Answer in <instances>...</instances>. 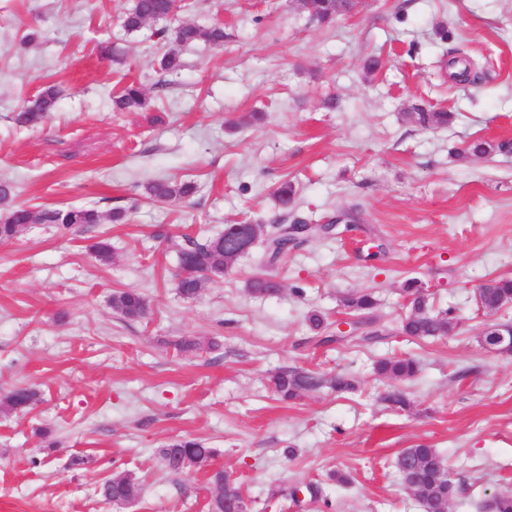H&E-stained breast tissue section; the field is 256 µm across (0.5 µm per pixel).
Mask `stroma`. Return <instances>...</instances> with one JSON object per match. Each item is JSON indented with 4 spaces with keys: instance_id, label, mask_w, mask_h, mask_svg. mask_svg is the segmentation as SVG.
Masks as SVG:
<instances>
[{
    "instance_id": "35a3bbf8",
    "label": "stroma",
    "mask_w": 512,
    "mask_h": 512,
    "mask_svg": "<svg viewBox=\"0 0 512 512\" xmlns=\"http://www.w3.org/2000/svg\"><path fill=\"white\" fill-rule=\"evenodd\" d=\"M131 4L0 0V182L35 208L127 210L120 224H32L0 242V394L39 393L26 414L0 412V512H207V474L160 469L158 450L176 437L216 449L248 512H267L271 486L297 480L319 481L328 504L288 512H422L393 467L419 444L451 466V512H484L512 490V355L481 347L475 304L479 285L512 275V0H362L324 25L295 0H195L185 21L223 23L224 45L183 48L174 76L159 68L164 44L125 32ZM29 31L38 40L21 44ZM108 43L116 59L102 56ZM132 81L148 108L116 109ZM50 86V121L19 126L23 99ZM441 110L456 115L448 128L415 121ZM252 112L264 121L229 131ZM477 139L495 151L465 156ZM160 177L194 179L199 192L152 202L144 186ZM286 181L294 215L324 224L351 210L359 230L293 251L273 270L280 295L247 292L260 270L250 254L196 300L181 298L166 235L291 223L273 197ZM102 235L107 262L90 250ZM410 277L433 309H454L451 333L401 332ZM122 290L146 296V318L113 311ZM352 290L374 291L382 337L316 345L308 314L342 320ZM188 336L216 347L179 354L173 343ZM405 356L420 372L398 410L372 367ZM291 367L346 373L358 389L283 402L268 378ZM336 470L350 485L328 480ZM120 472L139 479V499L103 502L97 485Z\"/></svg>"
}]
</instances>
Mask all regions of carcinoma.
<instances>
[{
    "label": "carcinoma",
    "mask_w": 512,
    "mask_h": 512,
    "mask_svg": "<svg viewBox=\"0 0 512 512\" xmlns=\"http://www.w3.org/2000/svg\"><path fill=\"white\" fill-rule=\"evenodd\" d=\"M193 7V0H133L127 9L123 27L129 34L139 32L150 24L164 23L172 17L186 13ZM298 7L311 12L319 21H328L352 8L348 0H299ZM153 35L169 46L159 61L161 71L176 74L183 67L179 49L197 41H204L214 46L224 45V26L212 25L202 29L186 21L176 26H162L153 31ZM58 91L50 86L32 99L23 101L16 121L22 125H38L55 111ZM117 109L126 112L143 110L148 107V97L144 89L136 84L125 86L114 99ZM455 118L452 112H418L416 121L425 128H442L448 126ZM145 193L155 202L175 204L193 198L199 191L198 184L192 180L156 179L148 182ZM296 190L292 183L284 182L275 191V197L281 208L294 207ZM0 204L6 206L5 214L0 219V242L18 238L21 232L31 224H55L62 229L76 226L99 224L106 218L114 223L122 221L125 209L118 207L101 214L93 207H44L32 209L25 205L12 204V190L6 184H0ZM317 235H305L298 239L288 237V225L276 224L263 238L264 252L262 262L265 266L275 267L288 252L299 248ZM179 263L188 274L178 280L177 288L181 296L189 300L198 298L205 283L235 269L242 253L236 242L224 234L216 236H191L187 233L170 238ZM249 294L257 297L274 296L281 292L282 285L271 273L259 274L246 282ZM405 306L411 313L402 321L401 329L408 336L416 338L446 336L452 332L458 319L451 308L434 310L429 303L426 285L417 278H410L403 285ZM377 304L370 292L351 291L341 298V306L368 328L374 327L376 318L373 309ZM512 304V278L500 276L485 282L484 306L494 312ZM112 309L126 320H139L148 313L145 296L135 290L113 294ZM309 328L316 333L317 345L329 346L335 343L352 342L355 336L329 335L326 333V317L313 313L308 317ZM214 343L205 342L197 337H185L176 343V349L182 353L196 354L211 350ZM375 374L380 378L395 382L412 380L419 372L417 361L409 358L395 357L382 359L374 366ZM273 391L284 400H296L307 393L317 392L322 388L335 391H348L356 388L355 380L343 374L328 375L304 369H283L270 378ZM37 401V392L31 388L17 387L8 391L0 406L8 412L22 413ZM216 451L202 441L179 437L168 441L159 451L162 466L170 473L179 475L188 472H209L214 488L208 503V512H225L235 500H243L241 486L230 481L222 470H211ZM192 466H184V461ZM394 467L398 471L403 485L412 483V478L419 482V503L423 512H444L451 500L458 493L455 480L446 477L448 465L446 459L435 448L420 444L400 453ZM142 485L129 473H118L103 480L97 487V495L106 503L129 502L139 497ZM489 512H512V491L499 492L492 496L488 504Z\"/></svg>",
    "instance_id": "obj_1"
}]
</instances>
